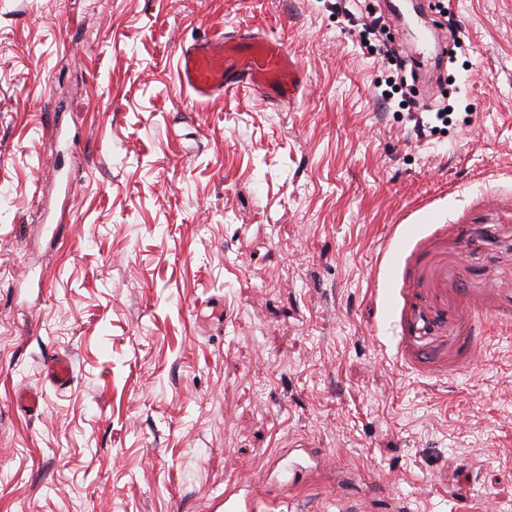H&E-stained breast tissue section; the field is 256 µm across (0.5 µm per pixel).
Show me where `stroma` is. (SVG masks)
<instances>
[{
	"mask_svg": "<svg viewBox=\"0 0 512 512\" xmlns=\"http://www.w3.org/2000/svg\"><path fill=\"white\" fill-rule=\"evenodd\" d=\"M331 2L0 0V512H216L246 478L270 512H512V0L450 5L421 142ZM241 25L294 102L179 85Z\"/></svg>",
	"mask_w": 512,
	"mask_h": 512,
	"instance_id": "obj_1",
	"label": "stroma"
}]
</instances>
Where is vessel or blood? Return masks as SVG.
Wrapping results in <instances>:
<instances>
[{"instance_id":"1","label":"vessel or blood","mask_w":512,"mask_h":512,"mask_svg":"<svg viewBox=\"0 0 512 512\" xmlns=\"http://www.w3.org/2000/svg\"><path fill=\"white\" fill-rule=\"evenodd\" d=\"M181 87L204 100L224 93L252 89L275 104L295 100L303 72L287 44L274 35L240 27L227 35H215L183 44L176 64ZM225 512H267V501L255 495L238 503L232 494L218 499Z\"/></svg>"}]
</instances>
